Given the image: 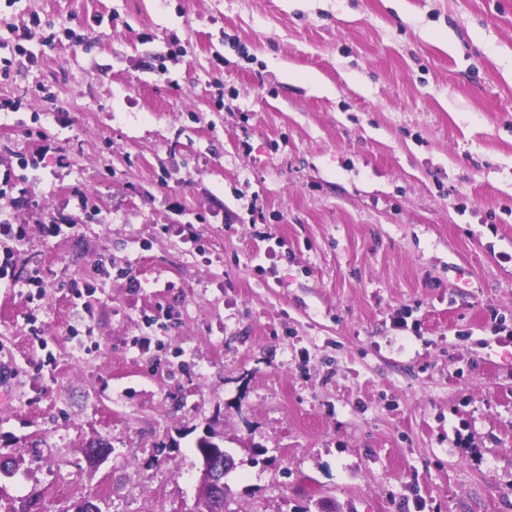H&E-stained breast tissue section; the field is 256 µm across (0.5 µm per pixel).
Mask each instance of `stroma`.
<instances>
[{
  "instance_id": "35a3bbf8",
  "label": "stroma",
  "mask_w": 512,
  "mask_h": 512,
  "mask_svg": "<svg viewBox=\"0 0 512 512\" xmlns=\"http://www.w3.org/2000/svg\"><path fill=\"white\" fill-rule=\"evenodd\" d=\"M0 41V512H198L204 437L226 512H512V10L0 0ZM234 459L227 453L224 459L207 467L206 482L212 497L221 501L224 498V477L233 468Z\"/></svg>"
}]
</instances>
